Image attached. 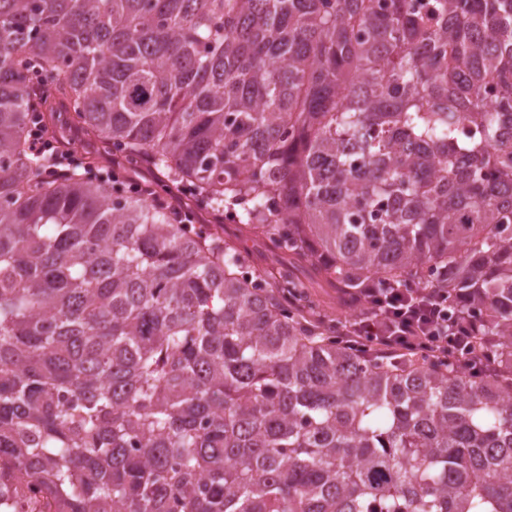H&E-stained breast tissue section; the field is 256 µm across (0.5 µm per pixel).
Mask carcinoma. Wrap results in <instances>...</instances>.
<instances>
[{
	"mask_svg": "<svg viewBox=\"0 0 512 512\" xmlns=\"http://www.w3.org/2000/svg\"><path fill=\"white\" fill-rule=\"evenodd\" d=\"M62 113L163 180L46 175ZM365 280L483 312L494 370L339 342L314 289ZM2 476L53 512H512V0H0ZM240 245L249 251L251 262L260 265H270L272 263L271 254L266 249L261 235H251L249 238H244Z\"/></svg>",
	"mask_w": 512,
	"mask_h": 512,
	"instance_id": "1",
	"label": "carcinoma"
}]
</instances>
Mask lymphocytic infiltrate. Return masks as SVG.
Segmentation results:
<instances>
[{
	"label": "lymphocytic infiltrate",
	"instance_id": "f902f5d3",
	"mask_svg": "<svg viewBox=\"0 0 512 512\" xmlns=\"http://www.w3.org/2000/svg\"><path fill=\"white\" fill-rule=\"evenodd\" d=\"M353 314L336 326L337 337L350 348L390 357L424 354L453 357L465 369L486 366L474 355L476 320L448 306L442 288H380L366 282L349 299Z\"/></svg>",
	"mask_w": 512,
	"mask_h": 512
}]
</instances>
